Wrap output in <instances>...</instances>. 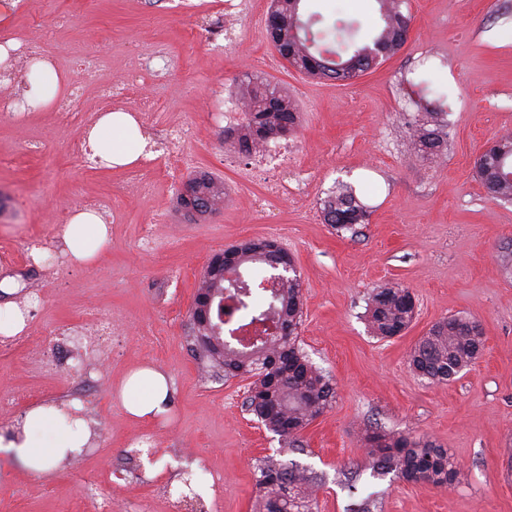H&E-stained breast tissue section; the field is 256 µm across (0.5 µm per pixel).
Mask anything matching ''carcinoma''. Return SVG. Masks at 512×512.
<instances>
[{"label":"carcinoma","instance_id":"obj_1","mask_svg":"<svg viewBox=\"0 0 512 512\" xmlns=\"http://www.w3.org/2000/svg\"><path fill=\"white\" fill-rule=\"evenodd\" d=\"M302 0H271L279 24L266 30L274 50L299 73L324 81H349L398 53L407 41L411 14L404 0H376L380 25L371 41L350 49L347 40L359 30L350 23L317 33L300 18ZM246 105L242 121L224 130V143L249 152L270 139L295 131L299 124L296 103L279 85L248 79L241 84ZM448 133L433 115L417 122L413 140L419 151L437 154ZM475 169L491 198L512 201V135L496 137L476 158ZM191 196H177V207L198 220L224 208V182L200 172L188 177ZM325 223L336 232L356 233L367 221L366 206L352 186L339 184L322 202ZM272 239L249 240L214 256L200 277L189 309L187 340L199 360L224 378H248L247 407L270 431L298 441L301 433L335 401L328 376L307 357L300 345L302 281L296 268L282 269L271 288L260 284L274 277L289 256L271 250ZM415 316L413 293L402 286H380L369 298L368 318L373 333L382 339L402 336ZM484 348L480 323L465 316H450L435 323L412 348L409 364L419 376L449 383L480 357ZM361 438L376 476L388 474L407 483L431 488L453 484L457 466L437 442L409 434L363 430ZM314 477L308 469L274 456L257 467L256 508L259 512H312ZM349 512H372L374 493L364 494L357 479L348 481Z\"/></svg>","mask_w":512,"mask_h":512}]
</instances>
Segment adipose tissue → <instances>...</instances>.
<instances>
[{"label":"adipose tissue","mask_w":512,"mask_h":512,"mask_svg":"<svg viewBox=\"0 0 512 512\" xmlns=\"http://www.w3.org/2000/svg\"><path fill=\"white\" fill-rule=\"evenodd\" d=\"M34 68L37 76L26 97L33 107L52 109L66 92V78L46 61L35 63ZM88 140L93 156L110 167L132 164L147 146L134 117L123 111L100 116ZM109 237L110 229L103 216L98 211L83 209L71 212L67 224L58 232L57 241L73 263L90 266L98 260ZM168 394L166 376L148 367L131 372L120 388L125 411L141 421L164 413ZM91 437L88 423L71 419L69 412L50 403L31 408L20 428L0 433V448L13 451L29 471L40 474L81 454Z\"/></svg>","instance_id":"1"}]
</instances>
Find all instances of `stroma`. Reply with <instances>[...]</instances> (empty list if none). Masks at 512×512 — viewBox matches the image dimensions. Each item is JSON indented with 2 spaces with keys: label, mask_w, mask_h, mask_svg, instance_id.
I'll list each match as a JSON object with an SVG mask.
<instances>
[{
  "label": "stroma",
  "mask_w": 512,
  "mask_h": 512,
  "mask_svg": "<svg viewBox=\"0 0 512 512\" xmlns=\"http://www.w3.org/2000/svg\"><path fill=\"white\" fill-rule=\"evenodd\" d=\"M270 0H247L237 39L214 47L199 27L224 0H0V39H38L59 70L76 79L79 57L104 59L114 77L139 71L147 55L166 56L163 76L143 75L141 94L157 108L139 112L137 98L113 109L136 112L143 130L190 123L196 137L181 147L191 173L208 172L229 191L220 212L191 221L178 211L184 174L163 162L124 168H83L69 147L81 138L98 104L82 85L67 128L56 111L38 112L25 127L0 120V308L36 291L28 328L39 335L101 311L121 326L108 348L37 372L31 357L51 359L52 343L0 353V395L30 402L0 417V432L20 424L28 405L79 402L96 423L94 447L63 470L34 474L0 449V512H176L187 473L203 475L202 512H256L255 466L272 455L318 477L313 512H348L343 482L359 472L376 493L373 512H512V277L498 259L512 244V202L487 198L474 171L486 142L512 131V0H408L411 30L403 49L352 81L318 82L288 68L266 39ZM304 14L359 21L360 41L379 24L375 0H306ZM97 29L96 40L86 38ZM278 83L297 103L301 122L284 142L305 195H268L224 164V126L213 112L243 77ZM441 112L448 149L427 157L411 145V113L403 102ZM151 183L131 193L133 173ZM353 185L371 215L356 232L336 233L322 202L338 183ZM124 197L108 217L110 239L92 266L51 265L30 274L23 240L54 237L42 214L74 209L84 197ZM167 243L151 252L146 236ZM275 237L301 274V345L330 376L333 406L302 434V446L267 430L246 407L248 383L204 373L186 341L188 312L210 258L237 242ZM411 289L417 303L405 335L374 337L367 318L372 290ZM462 315L481 323L479 359L451 383L416 375L408 352L439 320ZM152 366L169 380L164 414L171 426L158 450L131 446L150 426L132 420L115 393L125 375ZM427 436L447 448L458 475L431 489L393 477L376 478L361 440L365 428Z\"/></svg>",
  "instance_id": "1"
}]
</instances>
